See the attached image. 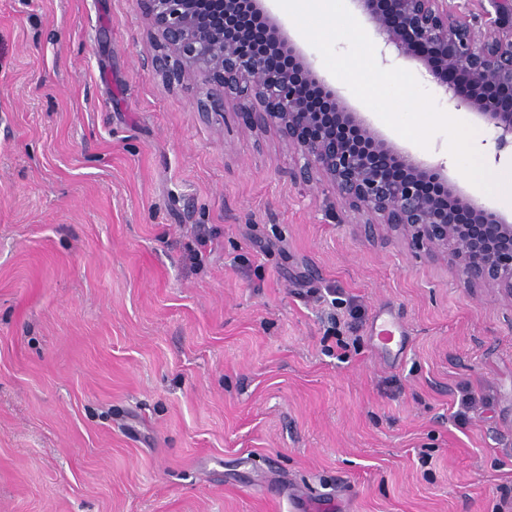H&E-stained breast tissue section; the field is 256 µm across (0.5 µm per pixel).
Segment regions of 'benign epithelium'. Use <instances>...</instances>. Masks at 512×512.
Wrapping results in <instances>:
<instances>
[{"label":"benign epithelium","instance_id":"obj_1","mask_svg":"<svg viewBox=\"0 0 512 512\" xmlns=\"http://www.w3.org/2000/svg\"><path fill=\"white\" fill-rule=\"evenodd\" d=\"M161 36L153 65L170 82L190 71L220 92L250 135L274 132L303 164L294 177L328 184L346 216L380 224L497 291L512 312V221L453 193L382 139L321 82L265 0H138ZM381 56L415 61L454 108L494 130V161L512 147V0H490L478 26L450 0H352Z\"/></svg>","mask_w":512,"mask_h":512}]
</instances>
